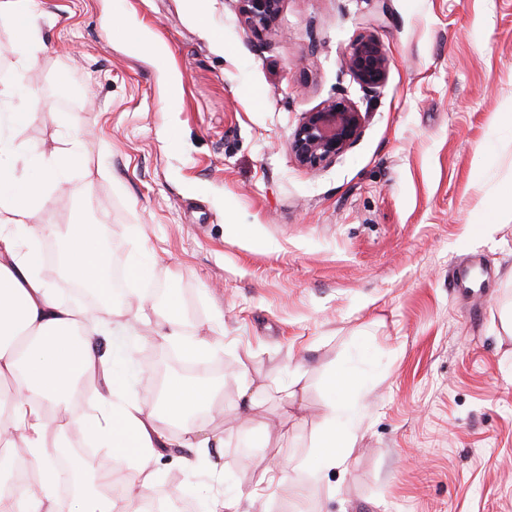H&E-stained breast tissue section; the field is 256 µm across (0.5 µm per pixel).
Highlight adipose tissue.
<instances>
[{
	"label": "adipose tissue",
	"mask_w": 512,
	"mask_h": 512,
	"mask_svg": "<svg viewBox=\"0 0 512 512\" xmlns=\"http://www.w3.org/2000/svg\"><path fill=\"white\" fill-rule=\"evenodd\" d=\"M42 17L38 0H0V24L14 31L25 51L39 50ZM11 95L19 104L0 119V467H23L32 483L15 490L0 482V512H59L54 453L68 447L72 436L105 440L117 455L115 468L93 475L90 488L72 493L69 512H142L154 481L149 461L158 450L203 449L215 440L203 412L220 389L199 376H176L163 383L153 404L131 400L129 390L140 376L131 350L146 323L194 356L208 355L213 340L185 338V320L173 297L149 314L143 296L132 292L125 313H114L105 225L71 224L62 230L37 223L60 162L82 165L87 157L70 133L59 152L34 157L18 137L27 94L20 87L0 89V98ZM35 161L40 177L26 180V168ZM44 238L61 241L62 274L94 291L93 307L74 305L42 277L45 257L37 242ZM89 377L98 382L101 407L89 416L74 414L66 400ZM329 390L325 425L315 441L326 471L341 465L356 439L347 380L331 379ZM116 486L128 488V496L117 498Z\"/></svg>",
	"instance_id": "obj_1"
}]
</instances>
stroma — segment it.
Returning a JSON list of instances; mask_svg holds the SVG:
<instances>
[{
  "label": "stroma",
  "instance_id": "stroma-1",
  "mask_svg": "<svg viewBox=\"0 0 512 512\" xmlns=\"http://www.w3.org/2000/svg\"><path fill=\"white\" fill-rule=\"evenodd\" d=\"M43 49L21 59L0 25V80L35 102L18 136L65 168L43 224L107 225L112 262L152 259L144 297L174 293L223 363L208 412L224 445L157 454L153 494L240 499L248 512H512V0H284L255 36L237 0H39ZM130 18L158 59L113 35ZM363 35L389 58L374 92L343 55ZM345 96L358 142L318 170L288 140ZM111 170L108 180L97 168ZM483 267L484 306L449 288ZM300 416L284 418L289 372ZM351 376L356 441L316 472L332 376ZM261 405L249 431L241 384Z\"/></svg>",
  "mask_w": 512,
  "mask_h": 512
}]
</instances>
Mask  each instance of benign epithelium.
<instances>
[{"mask_svg":"<svg viewBox=\"0 0 512 512\" xmlns=\"http://www.w3.org/2000/svg\"><path fill=\"white\" fill-rule=\"evenodd\" d=\"M238 11L249 29L259 35L278 21L284 0H237ZM344 65L359 85L374 91L388 77L389 60L381 43L372 35L356 39L346 50ZM365 113L345 97L325 102L303 113L289 148L298 164L311 170L336 160L361 136Z\"/></svg>","mask_w":512,"mask_h":512,"instance_id":"7a95c632","label":"benign epithelium"}]
</instances>
